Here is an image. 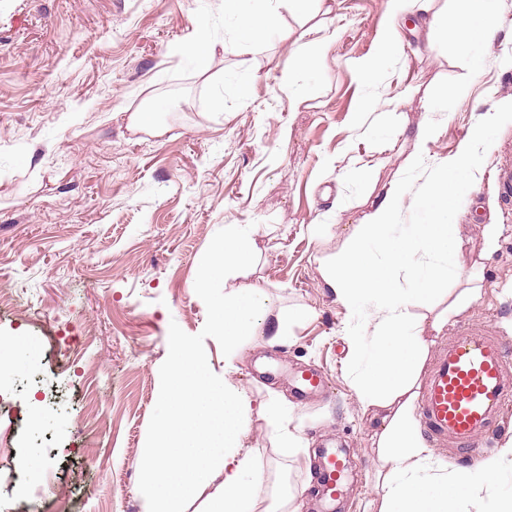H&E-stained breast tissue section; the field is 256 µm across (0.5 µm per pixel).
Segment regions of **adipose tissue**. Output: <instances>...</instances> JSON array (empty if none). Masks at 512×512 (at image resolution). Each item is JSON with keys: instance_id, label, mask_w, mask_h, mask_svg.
Instances as JSON below:
<instances>
[{"instance_id": "ef3b65f1", "label": "adipose tissue", "mask_w": 512, "mask_h": 512, "mask_svg": "<svg viewBox=\"0 0 512 512\" xmlns=\"http://www.w3.org/2000/svg\"><path fill=\"white\" fill-rule=\"evenodd\" d=\"M243 0H224V14L235 19L238 38L262 46L278 27L273 7L243 11ZM386 21L377 31L375 56L357 68L361 83L372 82L377 56L398 48L401 34L394 23L397 16L417 0H388ZM506 0H466L462 13H451L440 23L446 38L462 55H470L475 44H490L501 26ZM485 142L483 128H476L461 141L457 152L432 173L424 193L432 221L416 225L414 232L396 244L386 245L384 262L367 258L361 245L380 237L393 223L405 187L393 183L383 198L357 225L346 248L322 264L327 287L349 307H356L367 294L376 295L381 314L374 326L375 344L367 352L366 367L355 387L363 408L386 409V424L379 446L389 465L383 477L385 495L381 512H456L455 496L477 493L496 474L501 464L512 465V441L502 448L498 459L458 470L452 491L431 495L429 450L412 417V389L422 370L427 347L420 337L408 334L410 309L432 299L448 275V245L457 238V228L447 221L449 207L471 199L479 182L474 157ZM259 228L234 224L224 230L206 259L204 276L196 289L209 294L212 281L225 277L232 268L251 264ZM410 258L418 283L404 291L394 287L391 274L402 258ZM211 327L233 353L242 337L253 335L269 311V300L261 289L250 288L234 299L211 302ZM167 349L169 364L160 385L167 408L153 441L141 457L140 490L146 512H187L196 500L205 503L204 512H272L260 493L262 476L257 461L244 452L246 398L228 386L222 374L210 365L206 355L187 337L171 333Z\"/></svg>"}]
</instances>
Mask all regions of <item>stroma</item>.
Instances as JSON below:
<instances>
[{"label": "stroma", "instance_id": "1", "mask_svg": "<svg viewBox=\"0 0 512 512\" xmlns=\"http://www.w3.org/2000/svg\"><path fill=\"white\" fill-rule=\"evenodd\" d=\"M506 3L496 39L478 50L480 69L413 10L398 19L401 47L366 86L355 65L373 53L388 0H324L307 14L278 0L279 32L256 50L239 40L224 0H0V336L29 339L0 377V512H144L139 462L165 414L157 381L174 329L249 400L243 446L260 459L263 495L287 491L292 512H315L318 451L331 442L355 460L339 512H380L386 411H364L358 399L350 310L327 288L320 261L343 251L398 179L408 191L383 240L409 235L427 217L433 167L481 115L512 113ZM312 28L336 38L315 68L294 70L293 51ZM197 36L213 47L203 68L186 53ZM289 68L290 89L281 84ZM457 85L466 98L442 102L440 90ZM364 98L395 105L358 111ZM146 111L155 131L133 122ZM425 125L436 135L412 170ZM511 160L505 120L476 158L484 180L472 205L448 214L461 239L459 275L441 298L411 309L408 332L423 338L428 357L448 337L433 329L435 315L474 286L478 295L449 326L486 322L512 342V226L496 184ZM230 224L258 225L256 260L212 293L262 289L288 340L256 331L228 361L195 283ZM488 224L499 227L490 251ZM296 309L305 318L289 320ZM65 349L84 356L64 372ZM299 368L323 372L328 394L298 396L288 374ZM32 449L68 503L25 485L20 461ZM511 498L504 470L480 504L463 495L455 509L497 512Z\"/></svg>", "mask_w": 512, "mask_h": 512}]
</instances>
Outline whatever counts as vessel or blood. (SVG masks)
<instances>
[{"mask_svg":"<svg viewBox=\"0 0 512 512\" xmlns=\"http://www.w3.org/2000/svg\"><path fill=\"white\" fill-rule=\"evenodd\" d=\"M299 393L325 386L314 370L292 378ZM417 410L427 435L440 447L471 462L487 456L480 439L512 420V347L489 326L458 329L441 350L419 389ZM353 461L338 449H325L320 463L319 498L331 502L341 495Z\"/></svg>","mask_w":512,"mask_h":512,"instance_id":"obj_1","label":"vessel or blood"}]
</instances>
